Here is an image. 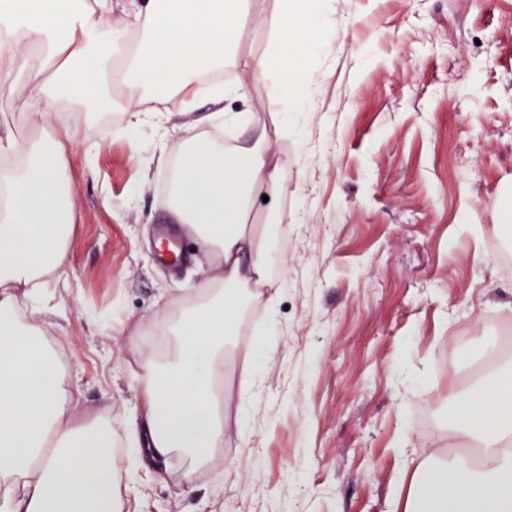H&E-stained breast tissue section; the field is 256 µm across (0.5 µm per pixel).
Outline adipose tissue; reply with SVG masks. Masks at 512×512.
Returning <instances> with one entry per match:
<instances>
[{
  "label": "adipose tissue",
  "mask_w": 512,
  "mask_h": 512,
  "mask_svg": "<svg viewBox=\"0 0 512 512\" xmlns=\"http://www.w3.org/2000/svg\"><path fill=\"white\" fill-rule=\"evenodd\" d=\"M249 0H130L114 18L111 0H0V90L23 74L49 73L40 92L14 98L12 111L37 123L39 136L0 137V155L20 162L0 173V512H114L112 436L82 426L70 411L72 389L38 326L17 317L21 305L42 315L43 288L69 265L76 201L69 190L66 127L72 110L112 111L113 85L126 91V132L141 125L155 91H170L182 112L201 98L224 103V86L203 73L237 66L240 17ZM306 41L276 36L268 55L249 61L257 77L278 68L274 106L301 111ZM258 125L260 138L232 150L185 126L178 173L164 202L191 228L214 269L177 317H160L163 361L139 360L147 406L138 423L157 459L175 450L197 461L224 447L228 421L224 339L234 333L240 300L270 281L268 222L288 185L268 153L287 126L232 113ZM453 436L479 451L470 465L427 456L410 480L403 512H512V386L488 375L457 403Z\"/></svg>",
  "instance_id": "1"
}]
</instances>
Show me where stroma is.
Instances as JSON below:
<instances>
[{"label": "stroma", "mask_w": 512, "mask_h": 512, "mask_svg": "<svg viewBox=\"0 0 512 512\" xmlns=\"http://www.w3.org/2000/svg\"><path fill=\"white\" fill-rule=\"evenodd\" d=\"M308 63L307 111L289 112L269 152L282 168L288 262L265 289L260 330L240 310L229 346L245 359L227 389L250 432L203 464L181 454L130 459L144 405L138 359L160 353L153 324L211 270L172 268L153 228L166 170L138 159L182 148L178 101L125 133L115 109L73 121L77 199L65 275L44 293L46 335L73 383L72 413L101 415L121 448L119 512H399L415 465L445 439L456 395L512 364V0H323ZM238 53H268L275 0H255ZM228 112L271 120L273 79L223 74ZM195 467L194 484L183 473Z\"/></svg>", "instance_id": "stroma-1"}]
</instances>
